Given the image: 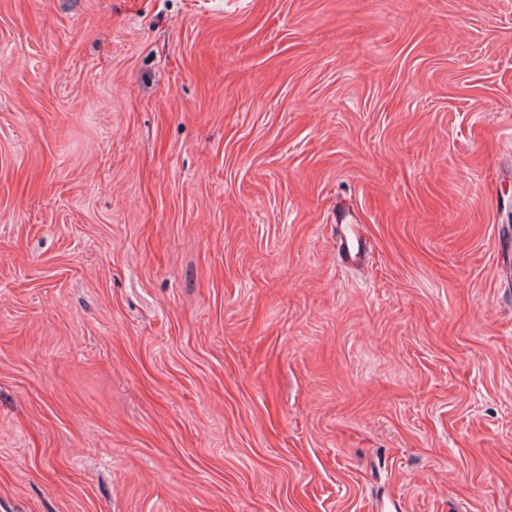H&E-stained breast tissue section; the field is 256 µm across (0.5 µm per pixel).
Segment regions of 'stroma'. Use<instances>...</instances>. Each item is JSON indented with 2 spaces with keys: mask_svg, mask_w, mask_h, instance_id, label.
I'll use <instances>...</instances> for the list:
<instances>
[{
  "mask_svg": "<svg viewBox=\"0 0 512 512\" xmlns=\"http://www.w3.org/2000/svg\"><path fill=\"white\" fill-rule=\"evenodd\" d=\"M511 237L512 0H0V512H512Z\"/></svg>",
  "mask_w": 512,
  "mask_h": 512,
  "instance_id": "1",
  "label": "stroma"
}]
</instances>
